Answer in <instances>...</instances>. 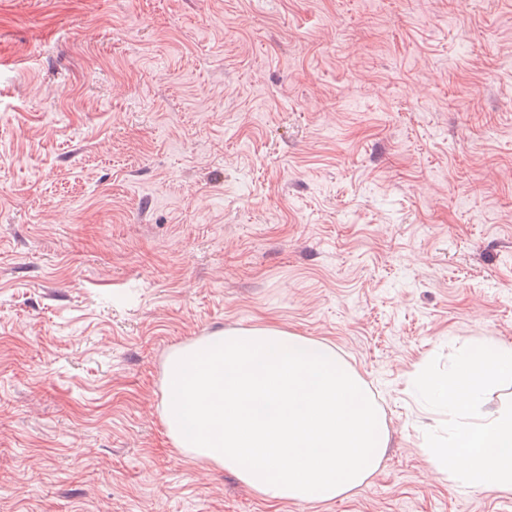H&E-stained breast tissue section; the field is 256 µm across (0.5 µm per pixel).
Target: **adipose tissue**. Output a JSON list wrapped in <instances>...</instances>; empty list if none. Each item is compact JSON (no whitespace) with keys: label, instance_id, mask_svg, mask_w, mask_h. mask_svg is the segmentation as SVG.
Masks as SVG:
<instances>
[{"label":"adipose tissue","instance_id":"1","mask_svg":"<svg viewBox=\"0 0 512 512\" xmlns=\"http://www.w3.org/2000/svg\"><path fill=\"white\" fill-rule=\"evenodd\" d=\"M163 418L177 447L266 501L346 498L390 444L362 376L334 348L276 326L227 328L176 348Z\"/></svg>","mask_w":512,"mask_h":512}]
</instances>
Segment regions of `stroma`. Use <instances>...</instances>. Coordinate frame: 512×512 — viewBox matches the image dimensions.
I'll list each match as a JSON object with an SVG mask.
<instances>
[{"mask_svg":"<svg viewBox=\"0 0 512 512\" xmlns=\"http://www.w3.org/2000/svg\"><path fill=\"white\" fill-rule=\"evenodd\" d=\"M272 322L386 413L269 504L176 447L171 351ZM512 342V0H0V512H512L428 469L415 367Z\"/></svg>","mask_w":512,"mask_h":512,"instance_id":"obj_1","label":"stroma"}]
</instances>
